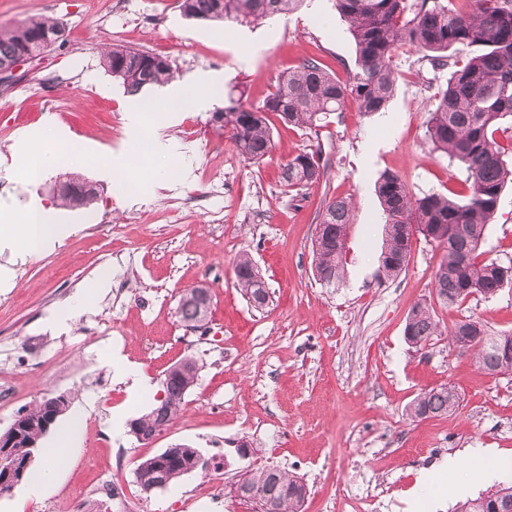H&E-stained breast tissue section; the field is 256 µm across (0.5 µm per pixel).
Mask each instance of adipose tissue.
Returning <instances> with one entry per match:
<instances>
[{
    "mask_svg": "<svg viewBox=\"0 0 512 512\" xmlns=\"http://www.w3.org/2000/svg\"><path fill=\"white\" fill-rule=\"evenodd\" d=\"M59 155L42 143L33 142L19 146L15 153V170L28 181H35L45 171L55 167ZM24 226V236L19 240V247L28 253L41 251L53 240L61 236L62 225L58 224L52 208L32 203L16 204L10 209L0 208V237L8 235V227L13 223ZM482 460L483 466L477 471V478L493 481L512 472V465L502 458L495 449L473 448L462 457H451L442 462L433 471L423 473L421 485L435 486L443 480L448 470Z\"/></svg>",
    "mask_w": 512,
    "mask_h": 512,
    "instance_id": "obj_1",
    "label": "adipose tissue"
}]
</instances>
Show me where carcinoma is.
<instances>
[{
  "label": "carcinoma",
  "instance_id": "carcinoma-1",
  "mask_svg": "<svg viewBox=\"0 0 512 512\" xmlns=\"http://www.w3.org/2000/svg\"><path fill=\"white\" fill-rule=\"evenodd\" d=\"M305 0H181L183 14L195 20H224L240 25H260L279 15L297 11ZM337 12L348 24L355 44V70L343 82L318 61L305 59L278 77L274 91L254 106L231 99L214 120L230 133L238 153L247 160L264 159L272 150L269 115L285 126L313 130L328 117L353 104L366 115L386 110L396 85L392 59L400 50L426 53L433 68L450 70L444 89L427 126L434 148L466 174V192L414 195L402 177L391 171L376 183V195L385 224V245L379 270L385 277L405 269L413 235L444 247L443 258L432 280L437 301L452 307L473 295L492 297L512 266L480 258L479 246L488 224L496 216L505 187L512 184V0H335ZM65 31L54 20L33 17L10 29H0V68L20 53L35 58L62 45ZM457 45L473 50L466 61H454L448 51ZM103 64L127 92L162 84L173 77L168 59L134 49L114 48L103 54ZM321 155L305 152L282 167L281 180L291 190L317 183L323 174ZM59 191L61 205L78 208L96 197L92 184L79 178L65 180ZM351 201L333 198L322 212L312 244L316 280L338 287L346 278V229ZM236 286L247 299L268 294L265 281L247 252L234 266ZM181 322L197 329L204 321L195 289L185 291L178 305ZM441 335L440 322L426 304L408 312L404 337L420 351ZM450 335L466 336L463 352L488 374H512V334L492 336L484 325L470 318L456 322ZM198 368L193 357L179 362V369L163 380L164 399L146 414L134 418L146 436L159 433L177 417L181 404L195 385ZM458 407L454 389L441 385L417 395L407 410L412 420L442 416ZM67 408V400L45 399L18 413L20 440L12 452L24 460L40 449L47 423ZM207 470L199 452L186 445L167 448L142 461L135 472L146 496L152 483L168 487L196 469ZM241 499L262 509L264 502H278L280 512H301L307 495L302 479L280 468L245 469ZM512 498V486H496L474 499L455 505L454 512H495L503 497Z\"/></svg>",
  "mask_w": 512,
  "mask_h": 512
}]
</instances>
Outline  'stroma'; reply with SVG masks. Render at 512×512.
<instances>
[{
  "instance_id": "obj_1",
  "label": "stroma",
  "mask_w": 512,
  "mask_h": 512,
  "mask_svg": "<svg viewBox=\"0 0 512 512\" xmlns=\"http://www.w3.org/2000/svg\"><path fill=\"white\" fill-rule=\"evenodd\" d=\"M34 16L61 22L66 45L23 66L0 91V202L36 199L56 208L67 230L33 255L0 244V272L10 279L0 287V378L14 389L0 401V432L18 412L59 395L82 427L46 489L35 495L21 484L0 497V512H48L52 504L64 512L114 474L135 486L141 461L179 444L222 467L155 492L152 512H253L231 487L246 467L269 465L305 481L302 512H403L411 497L421 512H452L458 494L421 486L424 471L468 448L512 456V374H486L445 336L419 352L404 339L418 302L433 304L448 326L467 317L491 332H512V287L439 305L432 279L443 249L420 235L398 276L378 273L380 174L398 173L418 196L465 185V173L426 135L445 72L421 52L400 53L387 111L366 116L351 107L314 132L274 123L271 152L253 162L237 153L215 113L229 93L261 104L277 77L304 58L348 80L355 48L335 0H305L255 27L187 18L180 0H0V28ZM104 47L162 55L174 82L209 74L224 93L193 88L187 111L165 123L145 120L132 132L131 96L104 70ZM30 132L45 146L69 149L37 183L10 171L19 138ZM317 148L327 162L323 177L288 191L281 165ZM108 161L118 167L110 181L98 170ZM68 175L94 185L91 205L58 206L54 188ZM208 179L210 198L186 205ZM336 197L354 204L347 280L326 288L313 273L312 241L324 205ZM480 250L512 264L510 187ZM243 251L269 288L265 307L251 306L236 286ZM102 277L105 291L58 325L55 314L77 307ZM201 284L213 302L203 341L190 345L177 307L183 290ZM187 356L198 377L178 418L151 443L138 442L129 421L157 404L165 371ZM442 384L455 389L458 408L410 420L409 403ZM243 444L251 455H239Z\"/></svg>"
}]
</instances>
